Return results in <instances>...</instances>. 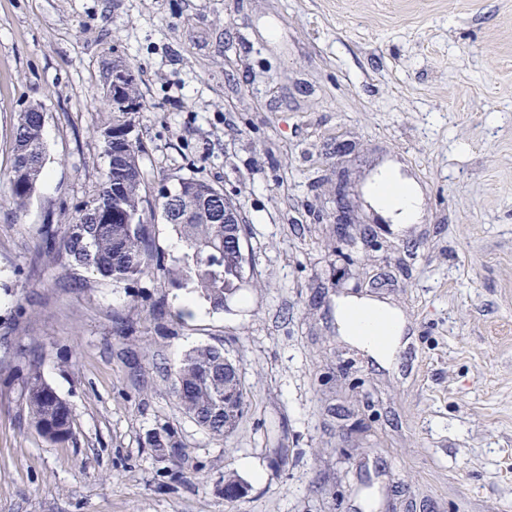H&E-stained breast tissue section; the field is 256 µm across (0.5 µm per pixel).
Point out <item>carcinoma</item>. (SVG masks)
<instances>
[{
	"label": "carcinoma",
	"instance_id": "1",
	"mask_svg": "<svg viewBox=\"0 0 512 512\" xmlns=\"http://www.w3.org/2000/svg\"><path fill=\"white\" fill-rule=\"evenodd\" d=\"M128 113L113 112L112 122L102 131L108 167L101 176L95 197L78 207L64 231L47 226L41 232L38 249L64 260L75 285L90 274L115 284L134 283L155 277L160 283L188 289L215 310L240 289L246 279V258L241 251L224 247L228 240H242L247 225L212 221L204 208L206 196L222 190L195 178L182 177L173 191L180 216L166 219L175 229L181 251L162 260L154 253L142 185L144 172L139 160L143 143L125 137ZM44 121L35 107L18 114L14 128L13 161L7 202L23 209L45 177L46 145ZM116 336L135 340L136 329L124 317L113 319ZM27 373L19 401L25 417L45 440L64 444L73 437L71 409L44 379L34 352L22 354ZM161 380L170 384L178 405L210 435L224 439L233 434L248 412L247 391L238 375V364L224 374V348L201 345L187 351L178 364L166 367ZM146 444L178 462L182 447L172 440L165 427L153 432ZM248 489L234 475L224 477V499L241 498Z\"/></svg>",
	"mask_w": 512,
	"mask_h": 512
}]
</instances>
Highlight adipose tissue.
Wrapping results in <instances>:
<instances>
[{
    "instance_id": "ef3b65f1",
    "label": "adipose tissue",
    "mask_w": 512,
    "mask_h": 512,
    "mask_svg": "<svg viewBox=\"0 0 512 512\" xmlns=\"http://www.w3.org/2000/svg\"><path fill=\"white\" fill-rule=\"evenodd\" d=\"M367 197L391 223L413 224L420 218L417 185L401 178L393 166L383 167L374 176L367 186ZM337 319L343 335L368 348L378 363L388 366L395 362L403 325L392 310L365 300L349 299L339 303Z\"/></svg>"
}]
</instances>
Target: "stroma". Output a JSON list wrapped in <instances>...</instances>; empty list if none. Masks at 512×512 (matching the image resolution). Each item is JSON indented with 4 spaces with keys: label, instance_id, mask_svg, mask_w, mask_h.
I'll return each instance as SVG.
<instances>
[{
    "label": "stroma",
    "instance_id": "stroma-1",
    "mask_svg": "<svg viewBox=\"0 0 512 512\" xmlns=\"http://www.w3.org/2000/svg\"><path fill=\"white\" fill-rule=\"evenodd\" d=\"M116 60L142 95L146 205L191 175L241 208L227 309L150 279L77 288L36 249L98 189ZM32 106L46 176L23 211L0 202V512H512V0H0V199ZM389 162L418 223L368 221L358 191ZM349 297L400 311L397 368L342 335ZM206 344L248 392L225 440L154 369ZM30 349L72 410L65 444L21 411ZM163 424L181 465L145 445ZM228 473L249 487L233 502Z\"/></svg>",
    "mask_w": 512,
    "mask_h": 512
}]
</instances>
